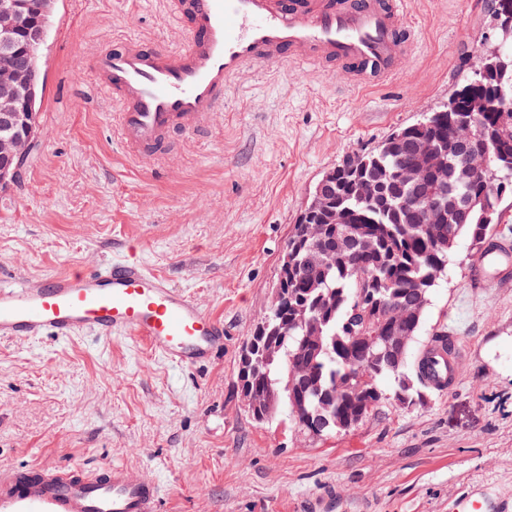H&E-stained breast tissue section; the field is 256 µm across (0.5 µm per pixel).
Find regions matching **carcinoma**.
Instances as JSON below:
<instances>
[{"label": "carcinoma", "instance_id": "carcinoma-1", "mask_svg": "<svg viewBox=\"0 0 512 512\" xmlns=\"http://www.w3.org/2000/svg\"><path fill=\"white\" fill-rule=\"evenodd\" d=\"M503 41V81L474 89L467 75L451 94L453 99L470 93L480 95L487 109L481 123L466 125L460 112L436 111L393 132L373 150L377 165L363 175V179L378 184L373 197L361 189L346 164L336 167L332 208L343 212L345 223L373 237L371 253L338 252L333 243L312 274L300 236L302 223L294 224L288 238L294 264L281 285L280 309L271 323L279 335L250 336L248 344L255 366L240 365L239 376L244 390L288 398V380L298 366H309L303 384L297 386L305 397L307 413L293 416L304 433L311 434L316 420L329 422L323 430L325 435L346 431L387 402L408 406L436 391L429 384L424 359L408 357L395 363L376 355L359 336L364 329H378L380 335L387 336L402 327L417 335L423 316L415 321L402 319L398 308L420 294L429 298L440 276L448 270L454 247L443 251L434 246L433 225L424 223L422 197H431L432 204L450 216L441 230L455 242L465 236L479 246L502 219V201L512 196V124H500L499 107L512 103V28L503 34ZM1 69L39 80L38 64L25 56L0 59ZM400 134L413 141L461 138L472 150H482L497 140L505 145L506 157L490 156L487 169L476 174L460 161L459 155L448 152L444 176L438 179L437 190L428 193L423 186L396 180V174L414 161L412 151L398 138ZM492 184L499 193L487 196L491 223H457L470 197ZM298 307L307 309L304 324L294 320ZM384 377L393 379L389 392L379 385Z\"/></svg>", "mask_w": 512, "mask_h": 512}]
</instances>
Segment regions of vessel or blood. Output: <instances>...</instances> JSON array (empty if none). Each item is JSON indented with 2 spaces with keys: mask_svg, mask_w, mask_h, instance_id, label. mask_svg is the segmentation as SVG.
<instances>
[{
  "mask_svg": "<svg viewBox=\"0 0 512 512\" xmlns=\"http://www.w3.org/2000/svg\"><path fill=\"white\" fill-rule=\"evenodd\" d=\"M169 13L187 32L182 48L127 39L92 63L97 86L118 107L113 118L123 148L138 154L162 153L174 133L204 128L231 83L248 71L337 65L351 85L378 86L417 41L406 0H169ZM480 260L512 269V240L489 236ZM84 331L131 336L177 365L209 361L224 346L217 318L136 259L0 284L1 338L66 340ZM464 353L453 336L447 354L427 351L430 376L443 390L455 386ZM160 501L159 483L136 466L0 467V502L28 512H159ZM500 510L472 491L454 507Z\"/></svg>",
  "mask_w": 512,
  "mask_h": 512,
  "instance_id": "vessel-or-blood-1",
  "label": "vessel or blood"
}]
</instances>
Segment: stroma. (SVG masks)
Masks as SVG:
<instances>
[{
    "label": "stroma",
    "instance_id": "stroma-1",
    "mask_svg": "<svg viewBox=\"0 0 512 512\" xmlns=\"http://www.w3.org/2000/svg\"><path fill=\"white\" fill-rule=\"evenodd\" d=\"M490 0H410L414 52L383 86L340 71L272 66L227 91L207 131L162 157L120 146L93 55L126 38L178 47L167 0H55L38 60V136L0 190V281L134 257L224 324V351L179 367L126 335L0 340V463L140 467L160 512H448L475 488L512 502V283H477V249L456 244L411 344L437 331L468 351L456 386L383 406L321 438L287 406L253 419L239 355L268 314L288 237L317 182L349 153L446 103L497 39Z\"/></svg>",
    "mask_w": 512,
    "mask_h": 512
}]
</instances>
